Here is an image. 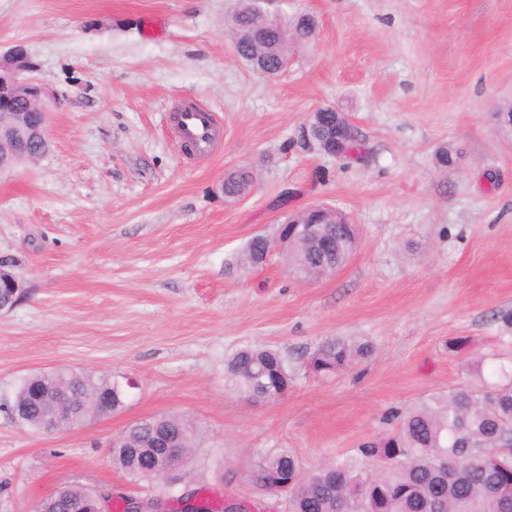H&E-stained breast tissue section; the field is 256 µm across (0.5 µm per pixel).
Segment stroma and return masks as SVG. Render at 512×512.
Instances as JSON below:
<instances>
[{"label":"stroma","instance_id":"obj_1","mask_svg":"<svg viewBox=\"0 0 512 512\" xmlns=\"http://www.w3.org/2000/svg\"><path fill=\"white\" fill-rule=\"evenodd\" d=\"M238 0H0V53L24 45L60 96L48 151L0 173V260L25 285L0 312V483L8 512L63 484L168 496L112 465L131 423L189 419L199 446L185 482L213 506L238 498L283 512L251 475L285 449L305 470L354 457L391 431L390 411L478 382L512 336V0H265L313 14L310 47L276 76L234 52ZM215 112L212 152L178 144L172 111ZM346 112L367 159L349 165L302 138L311 112ZM450 147L455 162L440 167ZM252 167L251 192L224 175ZM324 203L359 229L335 274L289 276L278 253L237 261L255 235ZM328 336L371 355L330 378L307 365ZM245 346L288 359L269 401L235 389L225 361ZM69 367L123 382L126 405L74 429L20 426V378ZM256 173L253 169H237L224 176V196L237 198L253 187Z\"/></svg>","mask_w":512,"mask_h":512}]
</instances>
